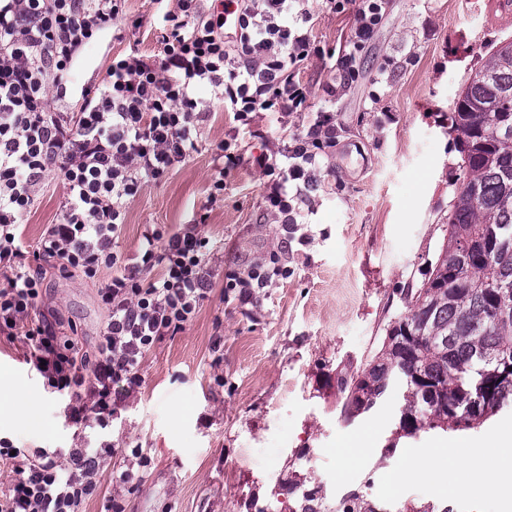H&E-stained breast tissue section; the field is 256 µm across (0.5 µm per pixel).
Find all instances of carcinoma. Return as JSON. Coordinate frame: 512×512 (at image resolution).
<instances>
[{"instance_id": "cac0c4a2", "label": "carcinoma", "mask_w": 512, "mask_h": 512, "mask_svg": "<svg viewBox=\"0 0 512 512\" xmlns=\"http://www.w3.org/2000/svg\"><path fill=\"white\" fill-rule=\"evenodd\" d=\"M452 129L466 176L455 188L441 253L407 313L390 323L370 363L337 380L339 416L347 423L399 387L402 430L473 428L512 401V39L495 45L454 102ZM491 383L492 402L472 419L471 378ZM288 512H328L316 488L288 485ZM335 512H377L349 495Z\"/></svg>"}]
</instances>
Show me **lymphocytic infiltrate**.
<instances>
[{"label":"lymphocytic infiltrate","mask_w":512,"mask_h":512,"mask_svg":"<svg viewBox=\"0 0 512 512\" xmlns=\"http://www.w3.org/2000/svg\"><path fill=\"white\" fill-rule=\"evenodd\" d=\"M125 0H0V334L19 337L25 357L47 387L63 396L66 424L107 428L115 385L140 388V365L157 341L184 331L210 291V239L189 224L164 235L145 232L136 254L113 251L126 206L143 182L164 179L199 149L208 110L197 96L208 87L235 122L258 112H303L311 89L298 68L318 49L307 0H176L160 28L161 54L113 55L78 112H52L67 93L68 74L100 36L124 38ZM385 0H335L354 27L337 61L345 82L360 77L359 53L385 20ZM336 144L331 111L317 113L294 134L284 154L245 157L236 140L216 144L209 202L224 195V178L249 163L275 183L266 197L278 223H297L313 187V172ZM65 197L56 223L35 248L19 231L46 178ZM59 273L112 277L97 290L107 314L94 354L61 340L46 320H30L43 290V264ZM108 443L71 448L63 460L39 448L15 449L0 438V463L14 479L0 491V512H79L101 488Z\"/></svg>","instance_id":"obj_1"}]
</instances>
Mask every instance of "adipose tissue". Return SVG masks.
I'll use <instances>...</instances> for the list:
<instances>
[{
  "mask_svg": "<svg viewBox=\"0 0 512 512\" xmlns=\"http://www.w3.org/2000/svg\"><path fill=\"white\" fill-rule=\"evenodd\" d=\"M512 450V433L490 432L480 443L449 444L444 451L433 448L422 450H404L400 477L416 475L428 476L434 471L437 455H444L449 462L467 465L471 468L470 476L458 484V490L464 495H479L489 489L498 478L502 458L505 452Z\"/></svg>",
  "mask_w": 512,
  "mask_h": 512,
  "instance_id": "obj_1",
  "label": "adipose tissue"
}]
</instances>
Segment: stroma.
I'll list each match as a JSON object with an SVG mask.
<instances>
[{
  "instance_id": "obj_1",
  "label": "stroma",
  "mask_w": 512,
  "mask_h": 512,
  "mask_svg": "<svg viewBox=\"0 0 512 512\" xmlns=\"http://www.w3.org/2000/svg\"><path fill=\"white\" fill-rule=\"evenodd\" d=\"M319 52L299 68L312 90L308 112L257 114L233 122L223 103L200 90L209 117L202 146L165 179L143 185L127 207L115 252L135 253L146 228L177 232L201 208V230L214 244L211 291L183 332L163 337L145 356L142 386L119 403L107 439L115 447L101 463V493L82 512H104L111 498L125 512H257L283 482L305 479L328 503L359 491L379 512L448 507L450 512H512V492L463 497L448 481L447 459L435 472L402 480V497L381 488L399 466L398 449L481 441L512 428L508 402L482 425L403 436L402 404L391 389L353 423L336 411V380L379 350L391 319L405 310L407 289L428 278L448 223V202L464 176L451 132L454 101L468 74L484 65L500 40L512 38V0H387V20L360 54L361 76L344 85L333 105L336 144L327 149L310 192L304 224L285 231L266 209L272 179L242 164L224 180V199L208 205L212 150L234 137L247 151H281L323 110L321 86L340 78L331 49L345 43L350 14L328 0H310ZM167 0H127V17L144 18L126 39L104 36L88 45L55 111H79L80 91L94 86L113 54H159L157 29ZM65 190L46 180L27 214L23 236L36 245L54 223ZM282 254L286 272L271 275L251 300H221L229 273ZM99 281L47 269L37 314L59 336L93 351L106 321ZM26 346L0 338V371L20 382L0 409V437L21 449L78 448L95 441L93 427L63 428L53 394L25 363ZM372 447L340 476L338 448L364 431ZM142 449L135 457L133 449ZM132 470L134 490L113 486L112 471Z\"/></svg>"
}]
</instances>
